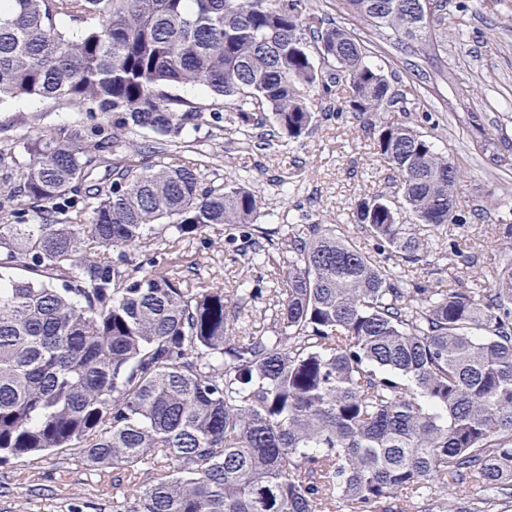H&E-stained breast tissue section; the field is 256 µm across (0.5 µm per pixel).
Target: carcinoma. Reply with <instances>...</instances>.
Wrapping results in <instances>:
<instances>
[{
  "label": "carcinoma",
  "instance_id": "carcinoma-1",
  "mask_svg": "<svg viewBox=\"0 0 512 512\" xmlns=\"http://www.w3.org/2000/svg\"><path fill=\"white\" fill-rule=\"evenodd\" d=\"M336 9L415 59L414 78L393 84L309 0H0V103L65 101L93 120L19 139L17 179L18 153L0 149L1 465L76 449L135 487L113 512H394L412 496L453 512L474 487L512 489V264L462 291L412 287L383 262L422 261L421 225L466 223L464 169L384 116L427 111L421 89L451 77L448 0ZM59 15L85 26L69 34ZM340 77L338 111L394 174L352 207L372 254L334 224L267 228L249 179L168 161L203 116L175 88L209 89L224 129L294 141L316 120L310 92ZM216 224L244 228L252 262L279 261L271 330L245 321L246 283L191 288L170 258Z\"/></svg>",
  "mask_w": 512,
  "mask_h": 512
}]
</instances>
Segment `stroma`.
I'll return each mask as SVG.
<instances>
[{"label": "stroma", "instance_id": "obj_1", "mask_svg": "<svg viewBox=\"0 0 512 512\" xmlns=\"http://www.w3.org/2000/svg\"><path fill=\"white\" fill-rule=\"evenodd\" d=\"M446 25L453 78L427 87L428 112L413 115L412 121L465 167L468 178L458 202L468 222L444 232L421 228L425 260L413 264L394 255L387 263L408 283L463 290L473 286L474 269L512 262V248L498 239L499 224L512 222V167L490 165L464 123L467 112H476L486 128L512 142V0H448ZM342 95L339 85L328 95L315 91L316 125L299 141L278 140L269 148H242L239 133L217 129L211 115H204L189 136L190 149L171 159L196 164L208 181L249 177L271 211L269 225L334 224L363 251H372L373 242L353 224L350 207L362 197L391 191L392 180L358 122L340 111ZM87 120L86 113L66 103L8 100L0 103V146ZM452 241L464 255L451 263L446 253ZM243 246L240 229L215 225L176 244L175 250L184 262L196 265L188 274L190 287L228 288L248 280L262 291L254 303L262 313L275 303L277 269L251 264ZM122 492L111 470L86 465L71 449L0 466V512H112V498Z\"/></svg>", "mask_w": 512, "mask_h": 512}]
</instances>
